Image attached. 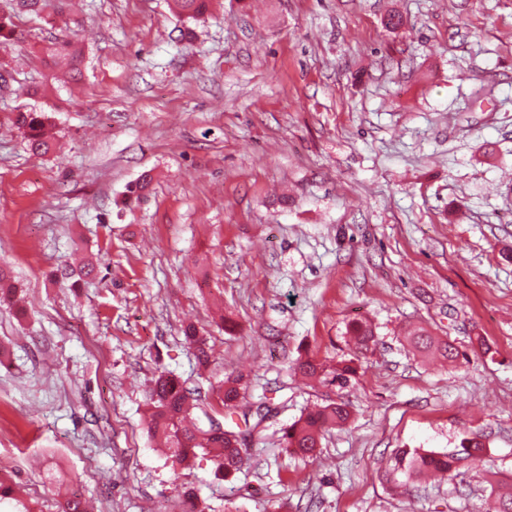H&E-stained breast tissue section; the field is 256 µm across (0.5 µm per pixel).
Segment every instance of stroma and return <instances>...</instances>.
<instances>
[{"instance_id": "35a3bbf8", "label": "stroma", "mask_w": 512, "mask_h": 512, "mask_svg": "<svg viewBox=\"0 0 512 512\" xmlns=\"http://www.w3.org/2000/svg\"><path fill=\"white\" fill-rule=\"evenodd\" d=\"M221 2L190 23L170 0L11 19L0 262L22 302L0 304V457L15 498L60 512L65 487L92 512H180L189 483L213 512H485L491 482H512V0ZM52 35L83 49L78 83L34 59ZM33 110L60 154L28 150L13 118ZM77 255L105 262L78 281ZM365 320L376 344L357 355L346 332ZM414 325L466 360L415 352ZM304 354L358 358V376L307 386ZM163 370L200 389L198 418L226 377L273 391L235 477L174 470L151 440ZM328 400L350 423L316 458L285 454L283 428ZM475 433L484 461L396 481L395 449ZM183 335L189 349L193 350L198 366L206 367L209 364V346L207 339L200 335V332L194 325H187L183 329Z\"/></svg>"}]
</instances>
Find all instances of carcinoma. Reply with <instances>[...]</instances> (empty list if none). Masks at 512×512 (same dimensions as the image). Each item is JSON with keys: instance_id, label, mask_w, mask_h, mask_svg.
Returning <instances> with one entry per match:
<instances>
[{"instance_id": "carcinoma-1", "label": "carcinoma", "mask_w": 512, "mask_h": 512, "mask_svg": "<svg viewBox=\"0 0 512 512\" xmlns=\"http://www.w3.org/2000/svg\"><path fill=\"white\" fill-rule=\"evenodd\" d=\"M65 0H11V8L16 14L58 12L63 9ZM178 13L185 20H195L211 11L214 0H174ZM52 72L63 78L77 82L83 74L82 49L65 36H54L40 48ZM14 124L27 141L32 154L45 156L54 146L50 133L51 117L45 112H19ZM17 286L10 271L0 265V303L11 301ZM188 348L193 350L196 363L202 367L209 364L207 339L198 329L188 325L183 329ZM354 345L358 352L370 349L375 343V333L371 324L357 323L352 327ZM407 342L419 352H434L446 360L454 361L459 352L453 345L429 333L423 327L407 333ZM294 370L308 379H319L329 385L345 384L355 374V368L345 364L340 368H330L311 356L300 357ZM242 377L227 378L218 386L219 405L231 412L242 410L246 432H235L223 428L209 420L204 427L193 416L194 401L192 392L174 376L162 372L154 380L149 394L147 431L150 437L161 441L172 465L184 468L202 453L209 457L215 470L224 477H232L242 470L244 457L242 445L246 435H251L261 427L270 412L271 401L263 394L249 403L245 402L247 387L241 384ZM351 419V411L345 403L331 401L304 412L291 425L283 430L282 447L285 452L304 458H312L325 432L346 425ZM486 443L480 435L463 439L460 448L448 453L433 451H411L403 449L396 455V469L409 480L435 475L448 477L458 470L465 461L485 455ZM497 495L496 512H512V485H492Z\"/></svg>"}]
</instances>
